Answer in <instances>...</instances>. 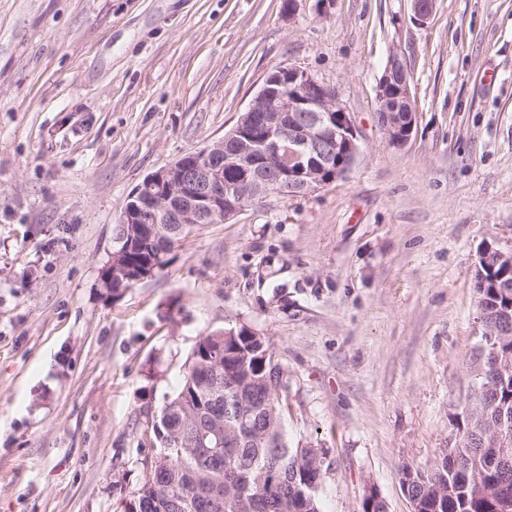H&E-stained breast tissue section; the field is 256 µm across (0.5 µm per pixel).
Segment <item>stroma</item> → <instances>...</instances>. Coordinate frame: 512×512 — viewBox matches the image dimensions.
<instances>
[{
  "instance_id": "stroma-1",
  "label": "stroma",
  "mask_w": 512,
  "mask_h": 512,
  "mask_svg": "<svg viewBox=\"0 0 512 512\" xmlns=\"http://www.w3.org/2000/svg\"><path fill=\"white\" fill-rule=\"evenodd\" d=\"M0 0V512H121L151 426L205 334L247 327L286 381L291 447L318 449L321 512L453 446L479 381L474 273L512 244V0ZM415 129L378 122L391 53ZM335 87L347 175L185 237L108 296L133 190L221 140L264 76Z\"/></svg>"
}]
</instances>
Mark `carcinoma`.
Wrapping results in <instances>:
<instances>
[{
    "instance_id": "1",
    "label": "carcinoma",
    "mask_w": 512,
    "mask_h": 512,
    "mask_svg": "<svg viewBox=\"0 0 512 512\" xmlns=\"http://www.w3.org/2000/svg\"><path fill=\"white\" fill-rule=\"evenodd\" d=\"M200 226L191 224H129V249L118 259L135 271L102 279L117 299L136 286L147 267L160 271L176 245ZM479 312L497 326L505 299L475 289ZM210 332L198 340L180 389L167 398L152 430L156 442L176 435L178 448L143 459L150 476L122 500L123 512H172L157 486L195 504L187 512H320L319 488L323 461L310 448H291L281 422V398L267 393L262 354L270 350L264 337ZM508 371L500 376L485 366L474 402L457 422L456 449L469 480L440 460L429 471L411 467L408 490L419 497L421 512H497L503 497L512 499V451L480 448L493 432L512 443V335L499 348Z\"/></svg>"
}]
</instances>
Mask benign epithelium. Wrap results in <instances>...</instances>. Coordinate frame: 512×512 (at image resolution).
<instances>
[{"instance_id":"benign-epithelium-1","label":"benign epithelium","mask_w":512,"mask_h":512,"mask_svg":"<svg viewBox=\"0 0 512 512\" xmlns=\"http://www.w3.org/2000/svg\"><path fill=\"white\" fill-rule=\"evenodd\" d=\"M413 20L427 23L433 0H412ZM378 120L387 143L410 140L415 115L405 57L394 52L377 86ZM359 153L357 131L336 89L309 71L280 66L269 72L234 128L224 138L190 151L148 174L128 197L115 229L123 245L127 224H223L272 194L305 196L346 176ZM512 264V245L484 247L478 265ZM480 361L499 357V342L485 328Z\"/></svg>"}]
</instances>
